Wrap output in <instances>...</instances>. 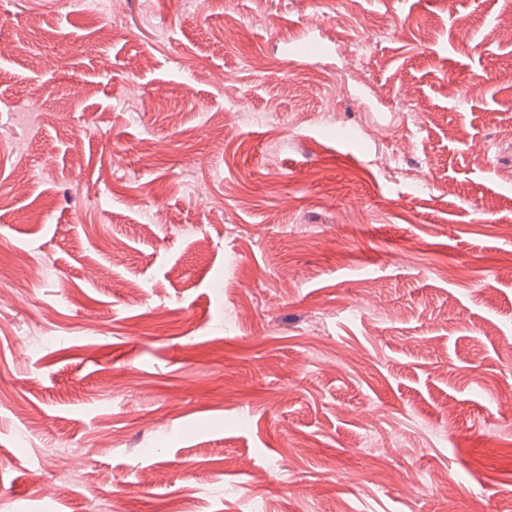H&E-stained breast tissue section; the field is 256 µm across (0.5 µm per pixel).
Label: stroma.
<instances>
[{"mask_svg": "<svg viewBox=\"0 0 512 512\" xmlns=\"http://www.w3.org/2000/svg\"><path fill=\"white\" fill-rule=\"evenodd\" d=\"M175 503L512 512V0H0V512Z\"/></svg>", "mask_w": 512, "mask_h": 512, "instance_id": "stroma-1", "label": "stroma"}]
</instances>
